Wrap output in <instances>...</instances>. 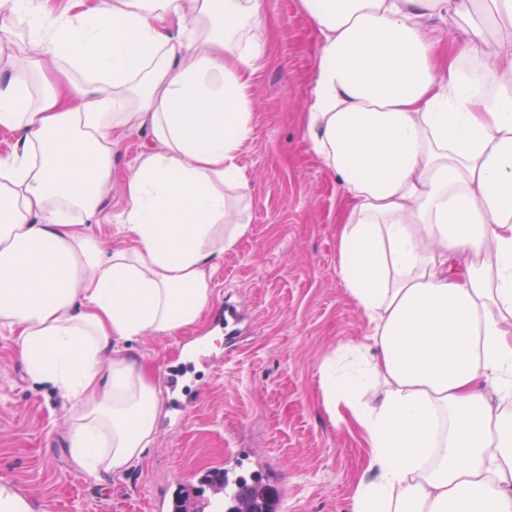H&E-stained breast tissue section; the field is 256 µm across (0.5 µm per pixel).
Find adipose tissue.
Segmentation results:
<instances>
[{
  "instance_id": "adipose-tissue-1",
  "label": "adipose tissue",
  "mask_w": 512,
  "mask_h": 512,
  "mask_svg": "<svg viewBox=\"0 0 512 512\" xmlns=\"http://www.w3.org/2000/svg\"><path fill=\"white\" fill-rule=\"evenodd\" d=\"M317 36L311 152L336 175L338 272L370 327L318 368L364 435L350 512H512V0H301ZM30 52L0 40V326L37 383L71 403L88 475L150 448L162 392L116 341L199 323L248 228L231 219L252 133L263 0H99L55 13L7 0ZM465 34L439 58L426 29ZM63 88L33 95L46 71ZM154 148L127 177L123 245L99 221L119 128Z\"/></svg>"
}]
</instances>
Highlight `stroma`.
I'll list each match as a JSON object with an SVG mask.
<instances>
[{
    "label": "stroma",
    "instance_id": "stroma-1",
    "mask_svg": "<svg viewBox=\"0 0 512 512\" xmlns=\"http://www.w3.org/2000/svg\"><path fill=\"white\" fill-rule=\"evenodd\" d=\"M268 54L252 74V127L235 162L245 178L250 227L216 271L213 312L233 301L245 316L232 344L211 318L176 335L121 343L155 378L180 363L189 339L207 338L215 358L198 365L195 400L182 420L163 410L155 439L124 471L90 476L66 442L69 403L34 384L0 329V481L50 512H150L163 489L199 486L200 474L235 461L278 491L276 512H346L369 450L355 429L325 410L318 366L369 332L336 271L341 194L304 138L314 94L316 39L300 0H264ZM149 126L112 134V180L100 221L85 231L102 247L122 244L126 178L150 144Z\"/></svg>",
    "mask_w": 512,
    "mask_h": 512
}]
</instances>
